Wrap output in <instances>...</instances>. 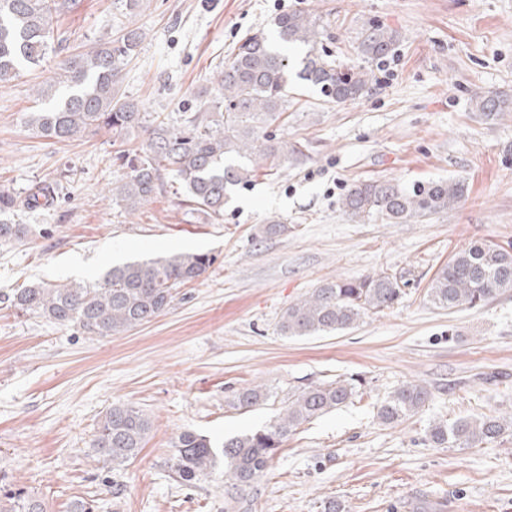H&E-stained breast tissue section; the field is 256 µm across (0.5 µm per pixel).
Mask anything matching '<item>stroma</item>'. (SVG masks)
Instances as JSON below:
<instances>
[{"label":"stroma","mask_w":512,"mask_h":512,"mask_svg":"<svg viewBox=\"0 0 512 512\" xmlns=\"http://www.w3.org/2000/svg\"><path fill=\"white\" fill-rule=\"evenodd\" d=\"M301 7L321 25L317 53L338 64H360L369 26L399 40L372 64L373 89L358 100L332 103L292 82L287 122L263 131L305 144L307 157L232 188L223 217L191 211L168 172L157 195L127 213L112 200L124 171L111 133L54 142L25 124L68 51L127 26L145 38L121 93L149 115L179 118L201 89L216 92L214 77L242 38ZM53 26L67 52L0 88V189L57 185L53 205L15 215L37 235L0 244V484L41 498L48 512H70L77 499L95 512H224L219 481L171 478L176 437L195 431L219 443L269 424L299 389L359 376L350 403L289 436L256 484L253 512H323L332 499L342 512H512V436L462 449L426 438L438 421L512 412V288L454 312L427 298L455 252L480 241L512 246V112L489 119L474 107L485 95L512 103V0H138L131 10L122 0H74ZM384 178L461 180L466 191L448 213L404 224L345 213L352 184ZM274 216L287 236L256 238ZM178 251L216 261L160 316L110 338L18 316L3 300L32 282L92 284L112 264ZM380 272L404 291L394 307L342 332L279 333L281 312L324 280ZM409 382L427 386L429 403L381 423L379 402ZM257 384L271 399L238 408L236 393ZM118 399L153 427L138 457L113 472L91 465V440Z\"/></svg>","instance_id":"stroma-1"}]
</instances>
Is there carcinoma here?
I'll list each match as a JSON object with an SVG mask.
<instances>
[{
	"mask_svg": "<svg viewBox=\"0 0 512 512\" xmlns=\"http://www.w3.org/2000/svg\"><path fill=\"white\" fill-rule=\"evenodd\" d=\"M69 7V0H0V85L41 65L62 47L53 16ZM283 46H315L317 18L296 9L271 20ZM143 40L137 28L126 27L110 40L86 52L69 55L60 77L37 92L52 101L44 112H30L26 125L43 138L65 142L86 133H112L115 160L128 172L112 186V199L133 213L149 202L161 186V175L173 173L185 190L191 210L210 217L224 215L231 188L270 175L303 155L288 141L261 134L262 125L284 115L290 69L288 58L275 50L269 37L256 32L241 41L217 76L221 100L204 103L175 126L155 117L146 119L140 103L120 94L123 67L137 54ZM397 34L371 26L362 34L359 53L364 63L343 66L325 55L306 56L297 77L320 88L336 103L365 96L371 90L367 63L380 61L393 50ZM476 111L494 118L506 102L488 95L475 103ZM145 136L142 148H124L127 135ZM466 191L461 181L438 180L411 186L394 179L354 183L342 199L352 217H380L401 224L415 217L444 213L454 208ZM55 188L36 183L24 200L0 190V242H23L31 234L27 224L14 223L16 211L48 205ZM209 252H172L128 261L109 268L94 285H52L33 282L8 297L22 315H38L63 326H74L87 336L108 338L148 323L161 315L173 290L204 275L214 264ZM512 288V249L494 243H475L456 253L432 278L427 296L438 308H474L497 291ZM396 277L381 273L354 279L336 278L288 306L278 327L284 336L331 334L354 327L369 313H380L401 299ZM358 380L339 379L305 387L288 397L273 423L229 437L218 445L207 436L184 431L173 443L169 470L177 482L193 486L213 475L224 483V508L252 512L249 493L268 471L288 436L349 403L358 393ZM270 393L261 385L238 392L243 409L265 404ZM431 399L426 386L406 383L391 391L377 408L384 424L417 414ZM152 428L150 418L130 402L118 400L98 421L91 442L94 460L117 470L135 459ZM429 440L437 446L469 448L512 436V413L506 416L475 414L448 424L430 426ZM0 512H46L37 497L22 491L0 499Z\"/></svg>",
	"mask_w": 512,
	"mask_h": 512,
	"instance_id": "carcinoma-1",
	"label": "carcinoma"
}]
</instances>
